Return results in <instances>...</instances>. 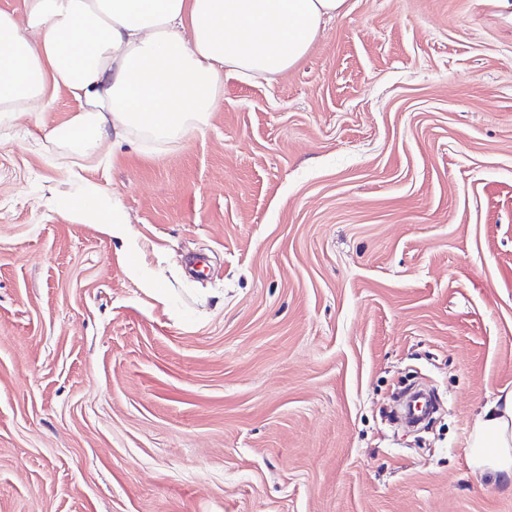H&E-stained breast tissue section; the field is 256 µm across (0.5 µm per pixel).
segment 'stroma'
I'll list each match as a JSON object with an SVG mask.
<instances>
[{"label":"stroma","mask_w":512,"mask_h":512,"mask_svg":"<svg viewBox=\"0 0 512 512\" xmlns=\"http://www.w3.org/2000/svg\"><path fill=\"white\" fill-rule=\"evenodd\" d=\"M77 107L0 122V512H512L468 450L512 393V7L347 0L172 141L64 156ZM53 204L67 213L70 219L80 224H101L110 234L122 232L127 224L125 212L117 205L111 194L93 184H83L74 194L56 199Z\"/></svg>","instance_id":"obj_1"}]
</instances>
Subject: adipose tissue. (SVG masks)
<instances>
[{
  "label": "adipose tissue",
  "instance_id": "ef3b65f1",
  "mask_svg": "<svg viewBox=\"0 0 512 512\" xmlns=\"http://www.w3.org/2000/svg\"><path fill=\"white\" fill-rule=\"evenodd\" d=\"M347 0H25L0 10V121L45 108L52 89L78 103L45 130L65 151L92 155L138 131L169 141L205 128L223 74L271 81L308 52ZM70 219L118 234L127 221L93 184L57 199ZM480 473L512 477V395L494 401L471 432Z\"/></svg>",
  "mask_w": 512,
  "mask_h": 512
}]
</instances>
